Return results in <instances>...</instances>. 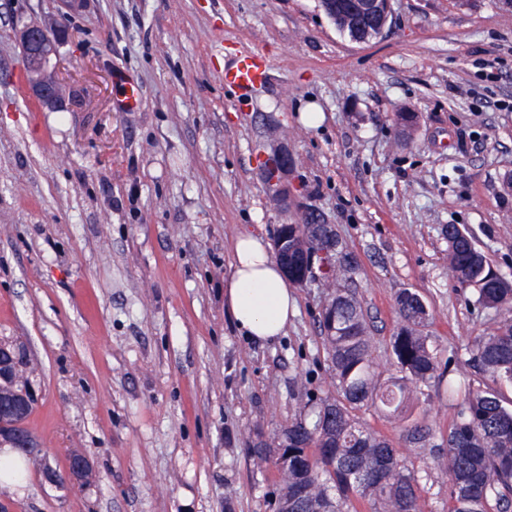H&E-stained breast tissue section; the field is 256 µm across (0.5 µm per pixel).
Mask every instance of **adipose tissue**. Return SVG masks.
I'll use <instances>...</instances> for the list:
<instances>
[{"label": "adipose tissue", "mask_w": 512, "mask_h": 512, "mask_svg": "<svg viewBox=\"0 0 512 512\" xmlns=\"http://www.w3.org/2000/svg\"><path fill=\"white\" fill-rule=\"evenodd\" d=\"M232 272L224 283V302L237 327L256 340L285 335L296 312L292 285L264 239L237 235Z\"/></svg>", "instance_id": "ef3b65f1"}]
</instances>
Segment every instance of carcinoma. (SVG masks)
Returning <instances> with one entry per match:
<instances>
[{"label": "carcinoma", "mask_w": 512, "mask_h": 512, "mask_svg": "<svg viewBox=\"0 0 512 512\" xmlns=\"http://www.w3.org/2000/svg\"><path fill=\"white\" fill-rule=\"evenodd\" d=\"M445 237L453 278L473 288L474 305L504 315L495 333L475 337L471 361L494 381L512 385V281L489 266L457 225H448ZM288 238L308 251L332 238L329 275L352 268L333 227L290 224ZM396 306L402 325L391 349L399 375L384 381L373 370L372 341L359 300L338 288L322 308L320 327L334 391L325 397L305 392L311 418L295 420L254 449L278 475L274 512H357L359 500L370 505V512H421L414 473L388 440L355 415L369 404L397 415L406 394L431 381L446 385L451 395L458 392L450 363L439 359L422 333L429 319L426 304L405 290ZM447 442L448 512H512V408L493 390L468 392Z\"/></svg>", "instance_id": "carcinoma-1"}]
</instances>
